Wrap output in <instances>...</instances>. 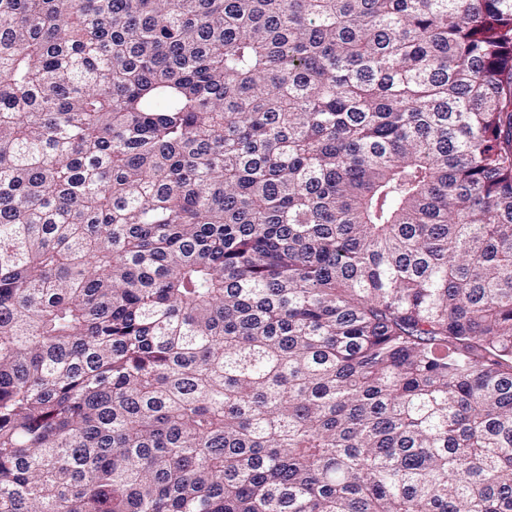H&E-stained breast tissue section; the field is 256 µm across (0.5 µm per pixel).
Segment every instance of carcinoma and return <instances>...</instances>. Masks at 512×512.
Wrapping results in <instances>:
<instances>
[{
    "instance_id": "1",
    "label": "carcinoma",
    "mask_w": 512,
    "mask_h": 512,
    "mask_svg": "<svg viewBox=\"0 0 512 512\" xmlns=\"http://www.w3.org/2000/svg\"><path fill=\"white\" fill-rule=\"evenodd\" d=\"M0 512H512V0H0Z\"/></svg>"
}]
</instances>
